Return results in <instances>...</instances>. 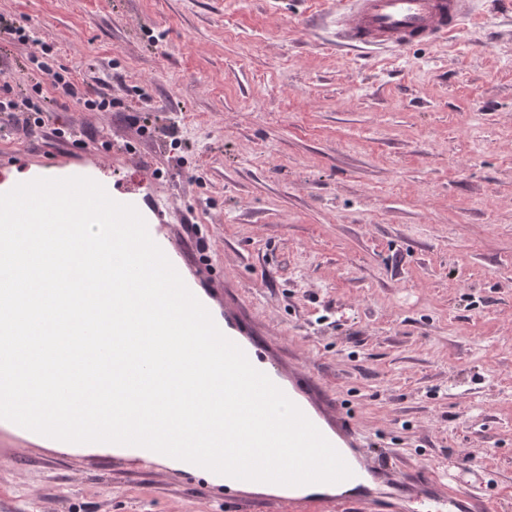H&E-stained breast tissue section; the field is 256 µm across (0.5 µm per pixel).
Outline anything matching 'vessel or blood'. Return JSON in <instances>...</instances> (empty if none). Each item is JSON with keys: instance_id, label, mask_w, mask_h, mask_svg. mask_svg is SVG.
Wrapping results in <instances>:
<instances>
[{"instance_id": "1", "label": "vessel or blood", "mask_w": 512, "mask_h": 512, "mask_svg": "<svg viewBox=\"0 0 512 512\" xmlns=\"http://www.w3.org/2000/svg\"><path fill=\"white\" fill-rule=\"evenodd\" d=\"M469 12L470 0H344L336 10V24L348 41L359 46L404 51L459 33ZM220 329L318 427L353 472L352 478L341 486H277L271 503L280 505L284 512H350L352 507L371 501L372 492L366 484L370 476L376 475L395 498L431 504L432 512H484L482 504L457 493L451 484L424 477L408 480L376 461L355 428L347 426L340 416H330L316 408L310 396L312 383L306 375L286 378L269 364L249 326L232 310H225ZM207 479L209 488H223L225 495H237L239 501L253 498V482L212 472Z\"/></svg>"}]
</instances>
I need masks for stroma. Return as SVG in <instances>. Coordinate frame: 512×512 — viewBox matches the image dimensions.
<instances>
[{"label": "stroma", "instance_id": "1", "mask_svg": "<svg viewBox=\"0 0 512 512\" xmlns=\"http://www.w3.org/2000/svg\"><path fill=\"white\" fill-rule=\"evenodd\" d=\"M333 0H0L110 110L59 97L0 37L16 90L56 100L0 131V182L96 160L154 188L172 260L277 369L306 371L410 477L455 475L512 512V0L461 33L366 53ZM196 232H187V225ZM201 475L0 427V512H238Z\"/></svg>", "mask_w": 512, "mask_h": 512}]
</instances>
